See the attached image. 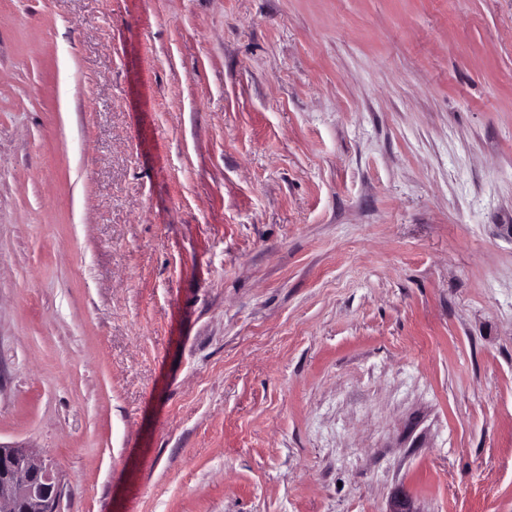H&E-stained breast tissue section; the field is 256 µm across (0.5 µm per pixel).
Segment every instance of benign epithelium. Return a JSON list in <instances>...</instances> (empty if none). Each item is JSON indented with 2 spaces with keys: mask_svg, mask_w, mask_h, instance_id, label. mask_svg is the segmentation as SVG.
<instances>
[{
  "mask_svg": "<svg viewBox=\"0 0 512 512\" xmlns=\"http://www.w3.org/2000/svg\"><path fill=\"white\" fill-rule=\"evenodd\" d=\"M61 494L51 457L0 443V512H57Z\"/></svg>",
  "mask_w": 512,
  "mask_h": 512,
  "instance_id": "1",
  "label": "benign epithelium"
}]
</instances>
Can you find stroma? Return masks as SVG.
Masks as SVG:
<instances>
[{
  "mask_svg": "<svg viewBox=\"0 0 512 512\" xmlns=\"http://www.w3.org/2000/svg\"><path fill=\"white\" fill-rule=\"evenodd\" d=\"M0 442L59 512H512V0H0Z\"/></svg>",
  "mask_w": 512,
  "mask_h": 512,
  "instance_id": "obj_1",
  "label": "stroma"
}]
</instances>
